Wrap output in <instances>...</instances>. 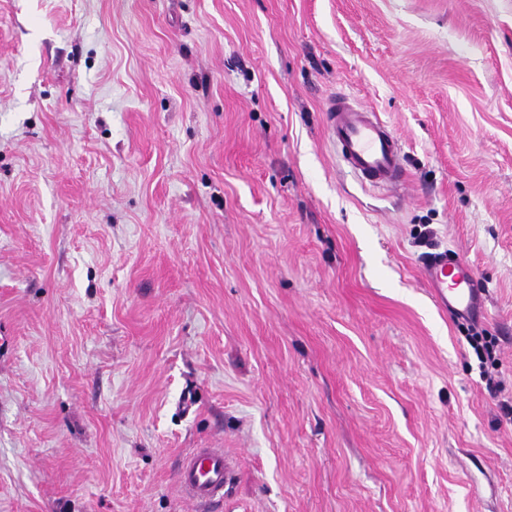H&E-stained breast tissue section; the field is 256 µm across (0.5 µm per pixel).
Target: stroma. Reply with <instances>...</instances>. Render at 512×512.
I'll return each instance as SVG.
<instances>
[{
    "label": "stroma",
    "mask_w": 512,
    "mask_h": 512,
    "mask_svg": "<svg viewBox=\"0 0 512 512\" xmlns=\"http://www.w3.org/2000/svg\"><path fill=\"white\" fill-rule=\"evenodd\" d=\"M507 404L512 0H0V512H195V448L212 512H512ZM330 140L350 169L371 185H392L405 175L403 156L393 130L350 96L332 98L326 107ZM421 278L442 311L460 319L485 317V288L455 251L445 249L426 256ZM232 466L220 448H195L180 461L177 481L186 497L200 506L224 501Z\"/></svg>",
    "instance_id": "stroma-1"
}]
</instances>
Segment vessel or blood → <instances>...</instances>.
<instances>
[{
	"mask_svg": "<svg viewBox=\"0 0 512 512\" xmlns=\"http://www.w3.org/2000/svg\"><path fill=\"white\" fill-rule=\"evenodd\" d=\"M327 130L342 160L365 182L392 185L405 175L403 156L393 130L349 95L332 98L326 107ZM421 278L437 306L460 319L486 315L485 290L471 268L452 250L426 256ZM232 466L220 448H196L177 469V481L186 497L205 506L222 502L230 484Z\"/></svg>",
	"mask_w": 512,
	"mask_h": 512,
	"instance_id": "vessel-or-blood-1",
	"label": "vessel or blood"
}]
</instances>
